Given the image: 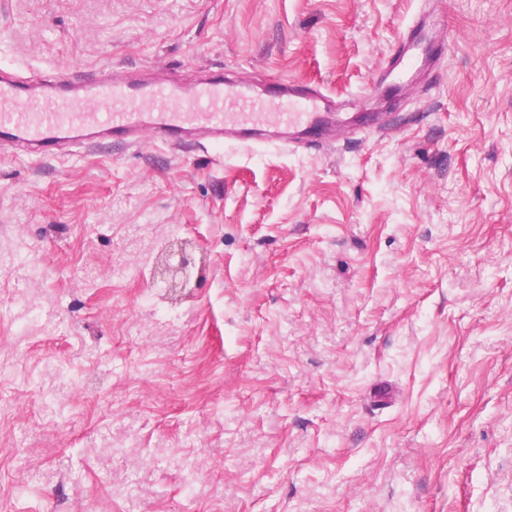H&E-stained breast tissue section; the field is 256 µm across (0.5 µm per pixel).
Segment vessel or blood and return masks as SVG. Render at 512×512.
I'll return each instance as SVG.
<instances>
[{
    "instance_id": "1",
    "label": "vessel or blood",
    "mask_w": 512,
    "mask_h": 512,
    "mask_svg": "<svg viewBox=\"0 0 512 512\" xmlns=\"http://www.w3.org/2000/svg\"><path fill=\"white\" fill-rule=\"evenodd\" d=\"M432 58L429 43L421 40L394 52L386 68L394 90L406 89L418 64ZM335 121L326 94L292 81L283 83L277 99L260 103L244 87L216 77L184 86L131 84L106 75L67 95L35 74L22 80L0 73V148L41 159L63 146L106 140L133 146L148 133L174 148L196 140L210 146L219 162L225 143L248 148L262 137L287 147L297 139L325 138Z\"/></svg>"
}]
</instances>
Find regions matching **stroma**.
<instances>
[{
    "label": "stroma",
    "mask_w": 512,
    "mask_h": 512,
    "mask_svg": "<svg viewBox=\"0 0 512 512\" xmlns=\"http://www.w3.org/2000/svg\"><path fill=\"white\" fill-rule=\"evenodd\" d=\"M1 68L302 80L382 123L220 167L0 151V512H512V0H0ZM430 44L421 40H414L394 52L387 62L386 78H391L395 91L405 90L409 85L412 72L419 63L436 58L430 51ZM195 269L194 246L188 241H176L158 255L154 284L176 300L187 288L200 287L201 276L198 272L194 277Z\"/></svg>",
    "instance_id": "stroma-1"
}]
</instances>
